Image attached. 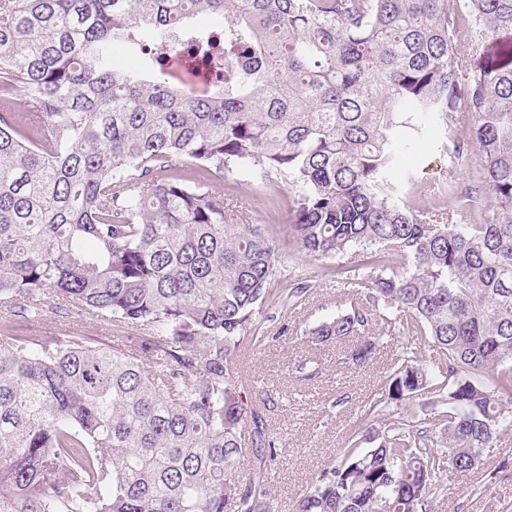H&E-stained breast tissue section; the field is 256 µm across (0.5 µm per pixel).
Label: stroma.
<instances>
[{"label":"stroma","mask_w":512,"mask_h":512,"mask_svg":"<svg viewBox=\"0 0 512 512\" xmlns=\"http://www.w3.org/2000/svg\"><path fill=\"white\" fill-rule=\"evenodd\" d=\"M444 138V130L435 129L401 161V173L415 178L410 191L421 199H430L435 183L448 171ZM216 188L247 213L250 224L273 234L280 251H287L288 212L273 208L270 194L289 197L288 183L279 179L271 184L260 172L238 170ZM285 264L316 286L295 306L276 308L273 319L260 321V339L247 347L242 362L245 371L261 373L272 392L263 418L281 446L271 487L281 512H292L311 479L336 458L358 422L359 406L379 390L406 340L384 336L374 359L361 367L346 361L350 341L308 342L309 328L348 308V290L329 276L327 262L301 255L287 256ZM483 458V465L469 473L448 472L447 490L435 501V512H512V434L494 441Z\"/></svg>","instance_id":"stroma-1"}]
</instances>
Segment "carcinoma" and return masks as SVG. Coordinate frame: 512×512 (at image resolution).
I'll list each match as a JSON object with an SVG mask.
<instances>
[{"label": "carcinoma", "mask_w": 512, "mask_h": 512, "mask_svg": "<svg viewBox=\"0 0 512 512\" xmlns=\"http://www.w3.org/2000/svg\"><path fill=\"white\" fill-rule=\"evenodd\" d=\"M509 31L512 0H0V512H279L271 394L234 360L265 304L313 285L274 287L276 240L229 222L212 180L247 168L292 184L290 251L350 257L329 270L350 308L312 343L350 338L360 365L382 321L439 354L392 359L375 423L294 512H432L512 430ZM189 45L223 51L224 79L165 70ZM435 124L465 128L431 196L446 224L391 180ZM50 302L122 335L18 330ZM416 400L434 416L401 412Z\"/></svg>", "instance_id": "1"}]
</instances>
